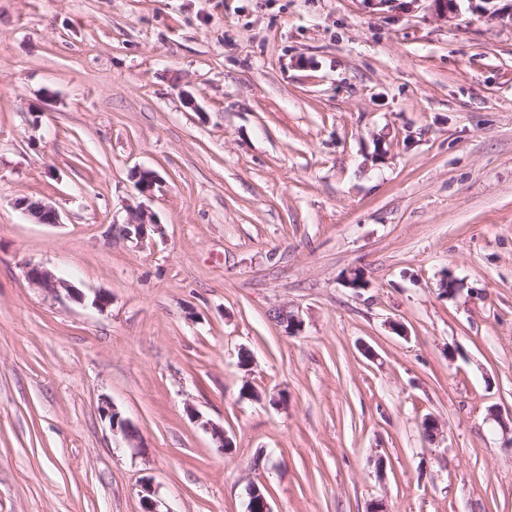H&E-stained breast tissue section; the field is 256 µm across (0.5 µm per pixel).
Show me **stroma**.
I'll list each match as a JSON object with an SVG mask.
<instances>
[{
	"mask_svg": "<svg viewBox=\"0 0 512 512\" xmlns=\"http://www.w3.org/2000/svg\"><path fill=\"white\" fill-rule=\"evenodd\" d=\"M509 419L512 0H0V512H512ZM17 206L24 213L39 224H56L60 221L57 210L50 204L41 200L23 199ZM152 226L154 229H159L160 224H157L147 213L142 210H131L126 224L113 225L114 231L118 232L120 236L131 242L136 241L142 243L147 236V229ZM27 277L30 283L45 292L61 296L64 292L68 298H77L82 300L83 294L71 283L56 278L52 273L39 267H30L27 271ZM100 412L104 419H108L113 435L120 434L126 443L135 440L136 435H132L130 430V427H135V425L128 418L123 419L113 404L105 402L100 406Z\"/></svg>",
	"mask_w": 512,
	"mask_h": 512,
	"instance_id": "35a3bbf8",
	"label": "stroma"
}]
</instances>
